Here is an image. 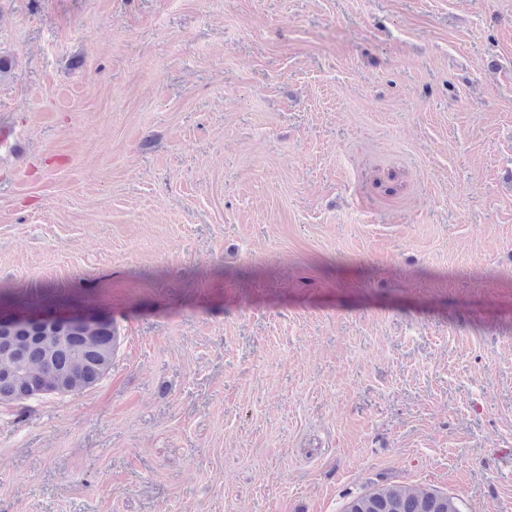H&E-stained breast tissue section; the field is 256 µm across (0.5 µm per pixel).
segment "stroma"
Wrapping results in <instances>:
<instances>
[{
	"label": "stroma",
	"instance_id": "35a3bbf8",
	"mask_svg": "<svg viewBox=\"0 0 512 512\" xmlns=\"http://www.w3.org/2000/svg\"><path fill=\"white\" fill-rule=\"evenodd\" d=\"M0 512H512V0H0ZM20 317L0 314L1 324L9 325L14 336L7 349L0 342V403H13L27 386L64 381L72 393L97 385L112 368L121 336L112 318H101L93 324L71 326L49 322L37 327L19 321ZM18 351L13 357L8 349ZM61 384L39 386L19 394L23 401L38 400L47 395H66ZM343 512H460V508L447 494H406L395 488H379L353 497Z\"/></svg>",
	"mask_w": 512,
	"mask_h": 512
}]
</instances>
